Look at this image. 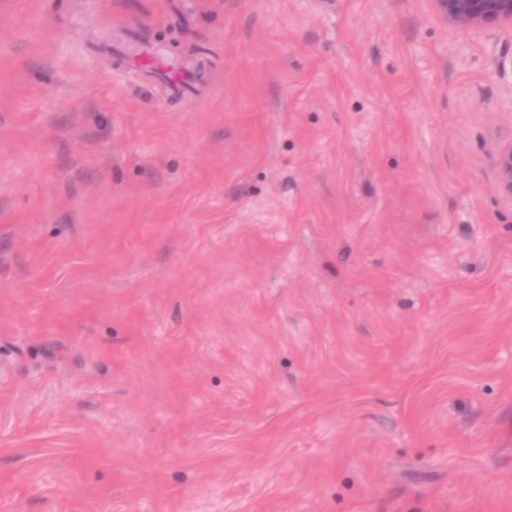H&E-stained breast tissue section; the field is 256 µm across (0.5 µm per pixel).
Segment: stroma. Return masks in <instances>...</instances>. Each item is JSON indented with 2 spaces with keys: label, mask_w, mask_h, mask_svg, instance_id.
Wrapping results in <instances>:
<instances>
[{
  "label": "stroma",
  "mask_w": 512,
  "mask_h": 512,
  "mask_svg": "<svg viewBox=\"0 0 512 512\" xmlns=\"http://www.w3.org/2000/svg\"><path fill=\"white\" fill-rule=\"evenodd\" d=\"M506 49L431 0H0V512H512ZM155 67L167 79L169 87L175 96L185 92L187 82L183 70L175 63L158 57L154 60ZM497 180L500 191L512 198V142L496 152Z\"/></svg>",
  "instance_id": "stroma-1"
}]
</instances>
